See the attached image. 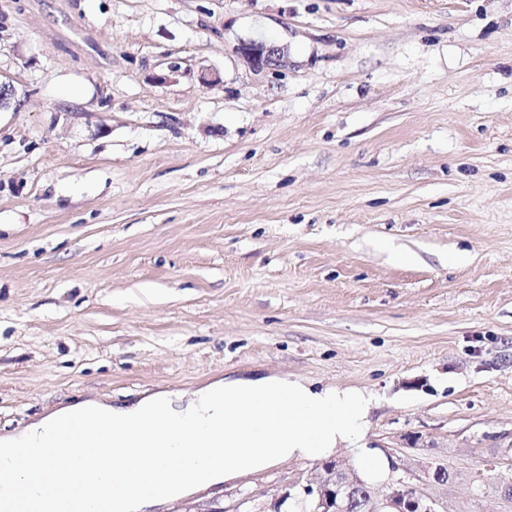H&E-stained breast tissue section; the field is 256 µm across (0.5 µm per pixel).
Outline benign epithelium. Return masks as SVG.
I'll return each mask as SVG.
<instances>
[{
    "label": "benign epithelium",
    "mask_w": 512,
    "mask_h": 512,
    "mask_svg": "<svg viewBox=\"0 0 512 512\" xmlns=\"http://www.w3.org/2000/svg\"><path fill=\"white\" fill-rule=\"evenodd\" d=\"M242 52L251 67L264 70L280 61V49L264 43L245 44ZM362 479L352 469L343 467L337 461L325 462L313 480L303 487L309 504L300 512H348L347 503L351 494L362 487ZM366 512H437L434 502L417 487L403 479L395 480L389 492L379 500L370 495Z\"/></svg>",
    "instance_id": "obj_1"
}]
</instances>
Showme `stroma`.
Wrapping results in <instances>:
<instances>
[{"label": "stroma", "instance_id": "stroma-1", "mask_svg": "<svg viewBox=\"0 0 512 512\" xmlns=\"http://www.w3.org/2000/svg\"><path fill=\"white\" fill-rule=\"evenodd\" d=\"M1 83L0 438L291 374L371 392L438 512H512V0H0ZM320 466L160 512H290ZM249 64L254 70L260 71L276 65L280 61V49L266 43L250 42L242 47Z\"/></svg>", "mask_w": 512, "mask_h": 512}]
</instances>
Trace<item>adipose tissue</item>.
I'll return each mask as SVG.
<instances>
[{
	"label": "adipose tissue",
	"mask_w": 512,
	"mask_h": 512,
	"mask_svg": "<svg viewBox=\"0 0 512 512\" xmlns=\"http://www.w3.org/2000/svg\"><path fill=\"white\" fill-rule=\"evenodd\" d=\"M372 396L358 387H315L293 375L228 377L196 391L185 406L172 393L120 405L84 401L57 409L1 442L39 464L58 432L68 446L112 448L106 460L114 485L109 494L77 467L60 462L51 485L92 512H153L194 493L285 460H312L341 448L356 451L368 481L384 480L388 459L368 445Z\"/></svg>",
	"instance_id": "ef3b65f1"
}]
</instances>
